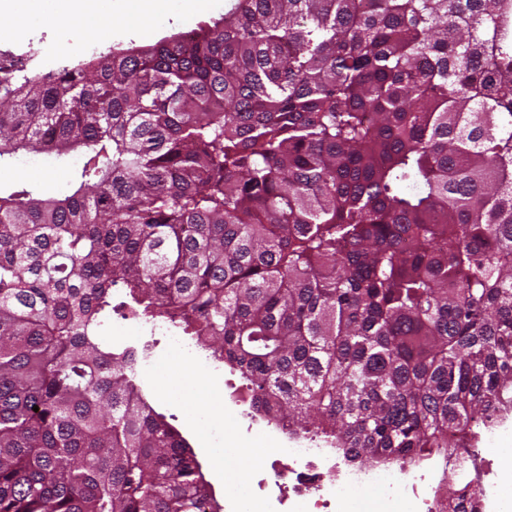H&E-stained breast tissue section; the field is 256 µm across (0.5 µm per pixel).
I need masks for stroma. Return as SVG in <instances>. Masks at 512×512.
I'll use <instances>...</instances> for the list:
<instances>
[{
    "label": "stroma",
    "mask_w": 512,
    "mask_h": 512,
    "mask_svg": "<svg viewBox=\"0 0 512 512\" xmlns=\"http://www.w3.org/2000/svg\"><path fill=\"white\" fill-rule=\"evenodd\" d=\"M173 12L165 24L154 29H137L119 22L114 32L101 34L89 27H31L23 39L0 37V57H8L13 67L26 74H43L64 64H75L109 53L112 45L147 47L159 39L196 29L199 24L220 19L231 0H222L220 9L192 18L183 17L181 0H170ZM79 164L70 157L65 165L44 161L39 167H24L17 161L0 165V188L28 182L46 194H63L71 188V171ZM159 357L151 382L142 384L141 392L147 401L162 413L177 431L184 433L205 478L211 479V490L220 507H227L250 482L256 468L271 464L274 455L264 449L255 437L246 433V421L223 414L215 397L223 389L232 372L224 368L210 373L205 388H198L191 377L172 380L173 361L166 345H159ZM224 434L223 445H216L213 432ZM224 475L223 482L213 481L214 472Z\"/></svg>",
    "instance_id": "35a3bbf8"
}]
</instances>
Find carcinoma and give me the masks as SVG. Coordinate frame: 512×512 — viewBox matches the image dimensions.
<instances>
[{"mask_svg":"<svg viewBox=\"0 0 512 512\" xmlns=\"http://www.w3.org/2000/svg\"><path fill=\"white\" fill-rule=\"evenodd\" d=\"M23 152L82 165L0 191V512H219L98 340L118 286L355 465L512 413V0H236L0 76V164Z\"/></svg>","mask_w":512,"mask_h":512,"instance_id":"1","label":"carcinoma"}]
</instances>
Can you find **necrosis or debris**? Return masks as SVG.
Listing matches in <instances>:
<instances>
[{
  "mask_svg": "<svg viewBox=\"0 0 512 512\" xmlns=\"http://www.w3.org/2000/svg\"><path fill=\"white\" fill-rule=\"evenodd\" d=\"M159 339L168 343L177 359L192 363L200 358L197 348L172 326L134 323L126 347L134 381H142L153 371L156 360L152 350ZM283 455L284 464L272 465L257 481L265 497L244 492L236 512H265L270 503L276 504L279 512H353L350 495L360 491L377 494L380 512H394L395 500L402 495L407 496L412 512L432 510L427 475L390 478L373 467L353 470L338 461L335 449L313 440L285 448ZM481 481L483 512H512V455L488 459Z\"/></svg>",
  "mask_w": 512,
  "mask_h": 512,
  "instance_id": "4bbe7bcc",
  "label": "necrosis or debris"
}]
</instances>
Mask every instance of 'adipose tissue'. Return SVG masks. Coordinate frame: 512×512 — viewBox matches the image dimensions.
<instances>
[{"label": "adipose tissue", "mask_w": 512, "mask_h": 512, "mask_svg": "<svg viewBox=\"0 0 512 512\" xmlns=\"http://www.w3.org/2000/svg\"><path fill=\"white\" fill-rule=\"evenodd\" d=\"M113 0H0V17L9 18L8 30L20 38L34 20L49 24L73 25L87 21L111 31Z\"/></svg>", "instance_id": "ef3b65f1"}]
</instances>
